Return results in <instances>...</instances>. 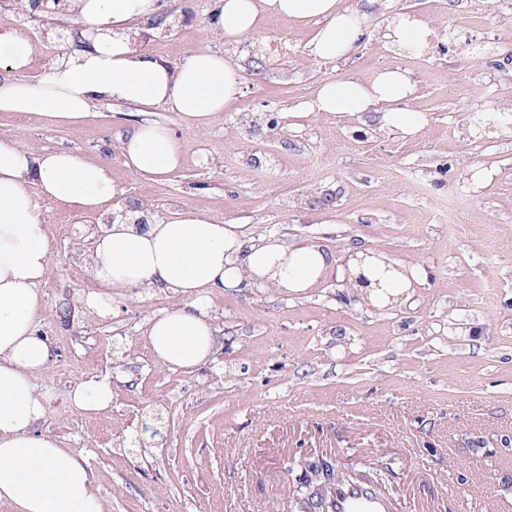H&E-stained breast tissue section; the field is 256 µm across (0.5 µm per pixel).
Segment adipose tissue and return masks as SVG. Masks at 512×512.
Segmentation results:
<instances>
[{
    "label": "adipose tissue",
    "mask_w": 512,
    "mask_h": 512,
    "mask_svg": "<svg viewBox=\"0 0 512 512\" xmlns=\"http://www.w3.org/2000/svg\"><path fill=\"white\" fill-rule=\"evenodd\" d=\"M156 0H71L75 23L91 34L90 47L48 58L45 74L25 70L37 48L21 31H0V111L26 114L46 126L80 127L104 102L177 113L187 127L204 129L241 93L237 70L224 55L203 51L179 64L135 48L128 23L154 13ZM279 16L295 27L317 25L310 52L329 63L345 57L368 21L343 0H214L209 27L235 42L255 32L260 17ZM414 93L406 71L385 68L367 80L324 83L303 116L353 119L380 115L382 130L414 139L426 124L405 102ZM134 176L163 180L183 161V145L166 125L143 119L116 140ZM110 224L89 260L96 284L85 304L110 314L115 298L164 290L184 306L154 316L146 331L153 355L171 369L212 361L216 327L208 290L242 284L301 293L321 281L333 256L314 243L246 231L192 210L141 224L124 209L123 193L103 163L64 150L34 153L0 137V503L11 512H105L96 477L85 457L61 447L37 427L49 404L37 381L54 357L38 333L45 314L40 286L50 263L49 235L32 191ZM71 409L86 415L112 405V381L92 377L68 394Z\"/></svg>",
    "instance_id": "ef3b65f1"
}]
</instances>
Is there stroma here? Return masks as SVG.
<instances>
[{"label": "stroma", "instance_id": "35a3bbf8", "mask_svg": "<svg viewBox=\"0 0 512 512\" xmlns=\"http://www.w3.org/2000/svg\"><path fill=\"white\" fill-rule=\"evenodd\" d=\"M352 2L370 20L332 63L309 55L311 31L278 17L237 42L214 36L212 0H157L174 23L164 37L133 22L139 50L173 63L220 52L242 75L239 99L207 129L155 110L183 143V165L164 182L133 176L111 150L136 123L134 105L100 104L77 129L0 112V134L106 162L123 203L150 204L155 216L191 208L339 260L382 252L419 273L385 308L353 300L341 263L300 294L213 293V361L172 370L145 330L184 298L130 295L98 316L84 301L100 216L50 225L40 330L55 357L39 381L50 401L39 429L86 457L106 512H293L280 461L304 448L358 469L390 463L394 512H512V127L474 123L512 99V0L482 13L463 0ZM401 14L425 20L438 48L424 56L380 38ZM384 67L415 84L407 106L426 124L414 140L379 132L371 114L364 141L332 115L289 126L324 82ZM107 374L110 410H68L76 383Z\"/></svg>", "mask_w": 512, "mask_h": 512}]
</instances>
